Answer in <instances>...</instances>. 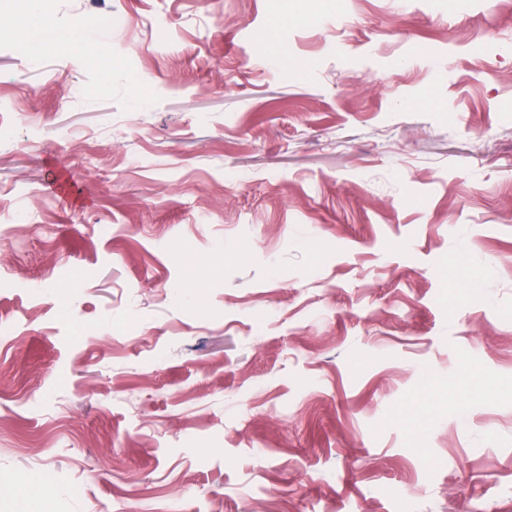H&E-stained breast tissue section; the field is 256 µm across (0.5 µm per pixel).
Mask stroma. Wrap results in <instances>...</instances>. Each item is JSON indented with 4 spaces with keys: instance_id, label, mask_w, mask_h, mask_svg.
I'll return each instance as SVG.
<instances>
[{
    "instance_id": "stroma-1",
    "label": "stroma",
    "mask_w": 512,
    "mask_h": 512,
    "mask_svg": "<svg viewBox=\"0 0 512 512\" xmlns=\"http://www.w3.org/2000/svg\"><path fill=\"white\" fill-rule=\"evenodd\" d=\"M0 0V512H512V0ZM41 0H29V24L26 34L34 46L40 45L50 34L41 21Z\"/></svg>"
}]
</instances>
